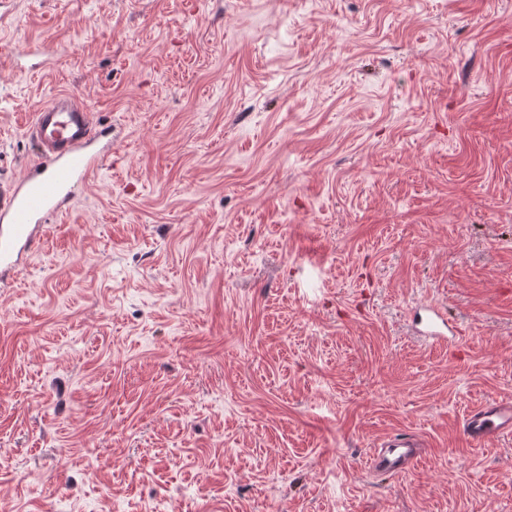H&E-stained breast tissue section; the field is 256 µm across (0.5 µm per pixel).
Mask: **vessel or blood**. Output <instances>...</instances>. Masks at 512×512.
Here are the masks:
<instances>
[{
  "mask_svg": "<svg viewBox=\"0 0 512 512\" xmlns=\"http://www.w3.org/2000/svg\"><path fill=\"white\" fill-rule=\"evenodd\" d=\"M27 134L37 147L35 160L21 179L0 188V279L16 272L49 218L62 211L112 149L111 126L96 122L88 105L68 92L35 110ZM415 328L430 343L450 340L448 321L437 307L421 308ZM464 430L476 443L511 433L512 404L487 402L468 415ZM420 448L413 436H394L370 457L368 467L380 475L402 474Z\"/></svg>",
  "mask_w": 512,
  "mask_h": 512,
  "instance_id": "vessel-or-blood-1",
  "label": "vessel or blood"
}]
</instances>
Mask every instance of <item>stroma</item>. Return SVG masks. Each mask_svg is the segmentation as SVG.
Here are the masks:
<instances>
[{
    "label": "stroma",
    "instance_id": "35a3bbf8",
    "mask_svg": "<svg viewBox=\"0 0 512 512\" xmlns=\"http://www.w3.org/2000/svg\"><path fill=\"white\" fill-rule=\"evenodd\" d=\"M61 92L112 153L0 286V512H512L463 430L512 401V0H0V185ZM415 328L419 335L431 344L447 345L455 336L452 328L448 326V319L436 306L424 307L418 311L415 318ZM421 444L411 435H397L389 439L370 457L369 469L380 475L404 473L419 455Z\"/></svg>",
    "mask_w": 512,
    "mask_h": 512
}]
</instances>
